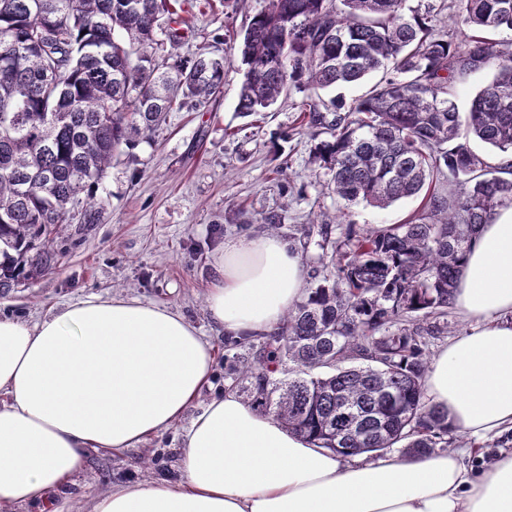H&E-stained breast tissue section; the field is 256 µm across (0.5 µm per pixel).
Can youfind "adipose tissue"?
<instances>
[{"instance_id": "1", "label": "adipose tissue", "mask_w": 512, "mask_h": 512, "mask_svg": "<svg viewBox=\"0 0 512 512\" xmlns=\"http://www.w3.org/2000/svg\"><path fill=\"white\" fill-rule=\"evenodd\" d=\"M305 290L288 242L231 238L207 314L230 336L271 333ZM454 303L474 327L433 358L427 396L458 432L512 430V208L473 238ZM214 364L206 336L156 303L91 295L34 323L0 315V512L51 501L88 450L123 452L179 423L176 478L114 485L91 512H512V453L477 476L464 448L364 463L228 392L188 417Z\"/></svg>"}]
</instances>
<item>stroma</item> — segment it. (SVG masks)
<instances>
[{"mask_svg":"<svg viewBox=\"0 0 512 512\" xmlns=\"http://www.w3.org/2000/svg\"><path fill=\"white\" fill-rule=\"evenodd\" d=\"M188 22L179 49L191 57L223 48L259 0H178ZM242 78L234 53L226 55L224 88L208 111L170 112L151 140L140 141L112 163L104 184L105 219L69 224L53 241L55 267L38 279L0 291V314L30 322L90 295L123 296L163 304L184 314L214 346L215 372L200 403L224 393V334L208 318L206 294L216 254L225 239L265 236L262 218L282 214L277 235L289 240L299 224H331L335 195L327 170L314 165L315 141L300 125L305 94L261 115L236 110ZM418 198L379 209L352 207L357 227L402 224L416 214ZM181 426L122 453L93 450L65 494L30 512H89L94 495L130 478L177 474Z\"/></svg>","mask_w":512,"mask_h":512,"instance_id":"obj_1","label":"stroma"}]
</instances>
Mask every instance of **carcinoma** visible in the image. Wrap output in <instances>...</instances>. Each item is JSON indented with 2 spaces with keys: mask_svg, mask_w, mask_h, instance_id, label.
<instances>
[{
  "mask_svg": "<svg viewBox=\"0 0 512 512\" xmlns=\"http://www.w3.org/2000/svg\"><path fill=\"white\" fill-rule=\"evenodd\" d=\"M405 3L261 0L230 45L244 116L293 91L373 80L349 108L321 98L303 116L320 138L312 159L343 202L339 224L320 225L322 281L273 333L225 341L228 389L345 457L448 448V411L426 397L429 346L451 330L477 228L512 207V41L489 37L512 31V0L450 3L443 33L431 11ZM181 24L171 0H0L1 289L56 264L51 243L73 211L101 223L97 192L122 148L221 93L224 55L180 56ZM488 70L493 80L460 113L455 85ZM441 176L446 195L431 190ZM420 194L421 213L404 224L347 222L354 205Z\"/></svg>",
  "mask_w": 512,
  "mask_h": 512,
  "instance_id": "1",
  "label": "carcinoma"
}]
</instances>
